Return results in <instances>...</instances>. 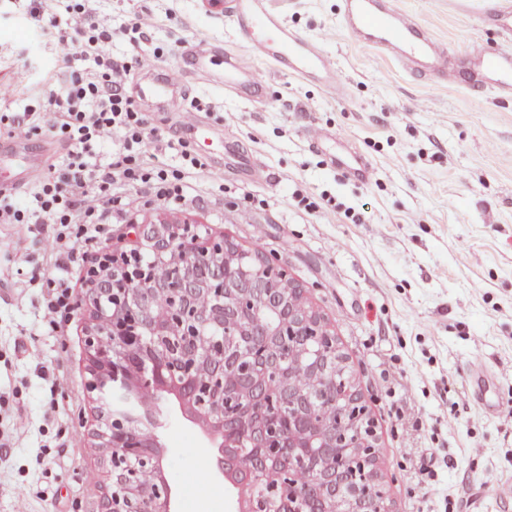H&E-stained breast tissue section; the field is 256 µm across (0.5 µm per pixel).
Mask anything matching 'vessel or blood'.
Returning a JSON list of instances; mask_svg holds the SVG:
<instances>
[{
	"label": "vessel or blood",
	"mask_w": 512,
	"mask_h": 512,
	"mask_svg": "<svg viewBox=\"0 0 512 512\" xmlns=\"http://www.w3.org/2000/svg\"><path fill=\"white\" fill-rule=\"evenodd\" d=\"M229 20L253 53L275 61L281 72L307 77L311 82L343 94L346 85L335 63L323 51L319 41L303 37L270 12L264 0H231ZM343 25L364 45L397 56L410 71L428 74L456 84L469 77L499 97H512V0H499L485 19L501 44L490 48L484 42L471 44L464 65L451 62L445 45L415 19L409 17L395 0H342ZM188 54L197 72H209L217 48L190 45ZM224 57V84L238 97L257 101L264 84L256 71L247 69L232 55ZM185 70L176 66L164 75L142 82L138 96L143 101L161 102L182 90ZM326 158L331 167L366 182L372 176L370 161L356 151H334Z\"/></svg>",
	"instance_id": "1"
}]
</instances>
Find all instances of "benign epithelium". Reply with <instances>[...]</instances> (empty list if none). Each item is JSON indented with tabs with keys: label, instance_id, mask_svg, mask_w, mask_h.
I'll use <instances>...</instances> for the list:
<instances>
[{
	"label": "benign epithelium",
	"instance_id": "1",
	"mask_svg": "<svg viewBox=\"0 0 512 512\" xmlns=\"http://www.w3.org/2000/svg\"><path fill=\"white\" fill-rule=\"evenodd\" d=\"M274 266L222 236L163 221L138 232L135 247L106 250L86 267L85 388L97 403L92 435L110 453L102 512H170L172 491L153 481L164 428L156 407L167 392L222 437L220 473L235 491L236 512H261L254 485L262 478L276 486L284 470H293L297 448L320 464L311 485L288 494L285 512H387L384 499L370 496L343 465L362 459L367 478L376 477L375 425L356 389L343 395L346 406L362 409L344 451L324 453L325 436L308 424L310 394L336 407L329 382L345 372L343 358L316 347V329L325 324L293 281L271 279ZM262 310L288 328L289 348L268 345L272 326L250 322ZM290 362L312 373L309 387H285L289 412L303 424L294 434L270 425L267 402V372L286 376ZM245 430L256 448L250 470L238 460Z\"/></svg>",
	"mask_w": 512,
	"mask_h": 512
}]
</instances>
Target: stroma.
I'll return each instance as SVG.
<instances>
[{
    "label": "stroma",
    "instance_id": "obj_1",
    "mask_svg": "<svg viewBox=\"0 0 512 512\" xmlns=\"http://www.w3.org/2000/svg\"><path fill=\"white\" fill-rule=\"evenodd\" d=\"M338 0H267L304 35L322 40L347 82L340 97L280 73L240 42L224 7L209 0H0V114L30 110L48 124L42 89L65 84L63 64L38 22L109 29L137 17L150 39L118 40L135 93L146 64L165 72L184 44L206 41L236 54L267 80V98L247 102L212 73L186 78V95L140 106L172 147L160 162L182 173L187 157L194 204L132 199L102 247L131 243L138 225L188 221L223 234L287 269L336 338L351 381L378 422L377 471L390 512H512V101L467 83L406 70L355 42ZM490 0H398L401 9L463 57L477 40L498 45L484 21ZM198 121L216 134L210 152L181 132L189 98ZM336 135L374 167L362 184L330 167L306 132ZM255 165L241 171V160ZM314 201L306 209L304 200ZM361 214L354 224L348 212ZM44 224H0V512H101L109 455L90 435L94 405L84 389L83 271L68 276L73 302L49 314ZM57 330H50V322ZM495 401L476 399L478 377ZM158 479L190 491L209 512H232L208 466L200 426L171 412Z\"/></svg>",
    "mask_w": 512,
    "mask_h": 512
}]
</instances>
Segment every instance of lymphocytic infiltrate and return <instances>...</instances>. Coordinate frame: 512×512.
<instances>
[{"label":"lymphocytic infiltrate","instance_id":"lymphocytic-infiltrate-1","mask_svg":"<svg viewBox=\"0 0 512 512\" xmlns=\"http://www.w3.org/2000/svg\"><path fill=\"white\" fill-rule=\"evenodd\" d=\"M46 31L63 61L93 58L94 73L73 71L67 84L49 87L54 107L48 130L65 134L68 152L51 166L46 179L28 197L0 193L1 224H46L52 229L51 276L44 299L47 310L67 308L68 266L85 249L99 245L105 227L128 211L127 186L140 187L159 201L190 205V186L169 180L165 172L150 174L152 162L144 147L154 136L136 102L125 92L128 65L108 51L112 39L138 46L150 33L138 18H129L113 31L83 37L81 29H60L49 19Z\"/></svg>","mask_w":512,"mask_h":512}]
</instances>
